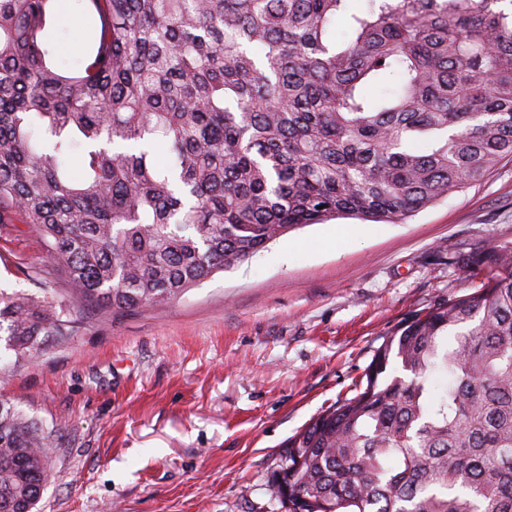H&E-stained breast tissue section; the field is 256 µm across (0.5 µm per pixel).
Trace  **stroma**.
I'll return each instance as SVG.
<instances>
[{"instance_id":"stroma-1","label":"stroma","mask_w":512,"mask_h":512,"mask_svg":"<svg viewBox=\"0 0 512 512\" xmlns=\"http://www.w3.org/2000/svg\"><path fill=\"white\" fill-rule=\"evenodd\" d=\"M486 240L512 243V159L405 222L311 224L115 318L74 299L32 225L0 224V290L73 322L32 357L0 333V401L56 432L38 512H284L288 438L355 395L405 318L460 294L448 258Z\"/></svg>"}]
</instances>
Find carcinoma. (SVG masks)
I'll list each match as a JSON object with an SVG mask.
<instances>
[{
  "label": "carcinoma",
  "mask_w": 512,
  "mask_h": 512,
  "mask_svg": "<svg viewBox=\"0 0 512 512\" xmlns=\"http://www.w3.org/2000/svg\"><path fill=\"white\" fill-rule=\"evenodd\" d=\"M55 2L0 0V224L34 225L114 317L309 224L405 221L512 158V0H65L94 30L72 68L43 39ZM449 260L468 293L288 438L285 512H512V244ZM3 329L33 356L68 321L0 292ZM53 443L0 401V512H34Z\"/></svg>",
  "instance_id": "carcinoma-1"
}]
</instances>
